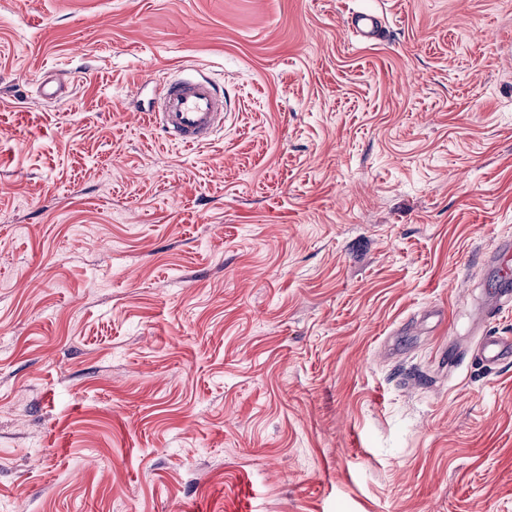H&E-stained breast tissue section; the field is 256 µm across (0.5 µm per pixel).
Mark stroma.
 I'll use <instances>...</instances> for the list:
<instances>
[{
	"mask_svg": "<svg viewBox=\"0 0 512 512\" xmlns=\"http://www.w3.org/2000/svg\"><path fill=\"white\" fill-rule=\"evenodd\" d=\"M507 237L512 0H0V512H512ZM351 28L366 39L377 38L382 35V22L372 14H359L351 18ZM151 120L181 144L200 145L224 126V100L206 80L163 82ZM478 356L489 363H510L512 361V339L487 336L478 345Z\"/></svg>",
	"mask_w": 512,
	"mask_h": 512,
	"instance_id": "stroma-1",
	"label": "stroma"
}]
</instances>
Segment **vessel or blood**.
I'll return each mask as SVG.
<instances>
[{"label":"vessel or blood","instance_id":"b4317fda","mask_svg":"<svg viewBox=\"0 0 512 512\" xmlns=\"http://www.w3.org/2000/svg\"><path fill=\"white\" fill-rule=\"evenodd\" d=\"M354 32L367 39L382 35V23L372 14H359L351 19ZM151 120L171 137L186 146L210 140L224 125V100L205 80L181 79L161 85L160 106ZM481 360L489 363L512 361V339L488 336L478 345Z\"/></svg>","mask_w":512,"mask_h":512}]
</instances>
